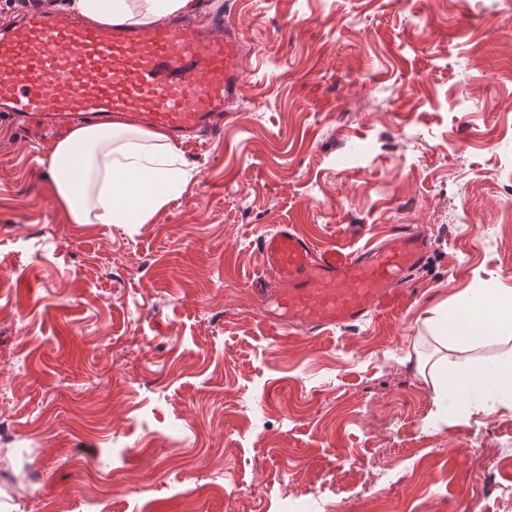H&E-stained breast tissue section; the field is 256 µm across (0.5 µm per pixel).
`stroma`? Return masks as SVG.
I'll return each instance as SVG.
<instances>
[{"label": "stroma", "mask_w": 512, "mask_h": 512, "mask_svg": "<svg viewBox=\"0 0 512 512\" xmlns=\"http://www.w3.org/2000/svg\"><path fill=\"white\" fill-rule=\"evenodd\" d=\"M503 7L196 0L239 30L242 96L149 224L67 223L52 143L0 126V512H474L469 450L512 448V409L433 418L411 352L427 309L512 289ZM278 224L435 247L401 309L311 338L247 290Z\"/></svg>", "instance_id": "1"}]
</instances>
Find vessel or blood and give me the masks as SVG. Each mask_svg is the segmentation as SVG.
<instances>
[{
    "mask_svg": "<svg viewBox=\"0 0 512 512\" xmlns=\"http://www.w3.org/2000/svg\"><path fill=\"white\" fill-rule=\"evenodd\" d=\"M245 66L237 29L224 16L205 26L188 17L136 26L27 9L0 27V123L61 137L70 125L125 115L176 140H208L240 98ZM256 247L263 273L250 291L270 327L319 336L401 307L433 242L401 224L390 237L349 251L280 224Z\"/></svg>",
    "mask_w": 512,
    "mask_h": 512,
    "instance_id": "vessel-or-blood-1",
    "label": "vessel or blood"
}]
</instances>
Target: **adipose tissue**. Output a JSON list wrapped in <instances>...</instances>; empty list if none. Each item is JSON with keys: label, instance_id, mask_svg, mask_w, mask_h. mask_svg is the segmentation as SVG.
Instances as JSON below:
<instances>
[{"label": "adipose tissue", "instance_id": "1", "mask_svg": "<svg viewBox=\"0 0 512 512\" xmlns=\"http://www.w3.org/2000/svg\"><path fill=\"white\" fill-rule=\"evenodd\" d=\"M98 23L151 25L193 0H67ZM48 173L72 224H147L180 195L195 170L165 134L115 121L74 130L56 144ZM425 324L435 344L429 371L437 410L464 421L484 402L512 408V289L471 288L432 308Z\"/></svg>", "mask_w": 512, "mask_h": 512}]
</instances>
